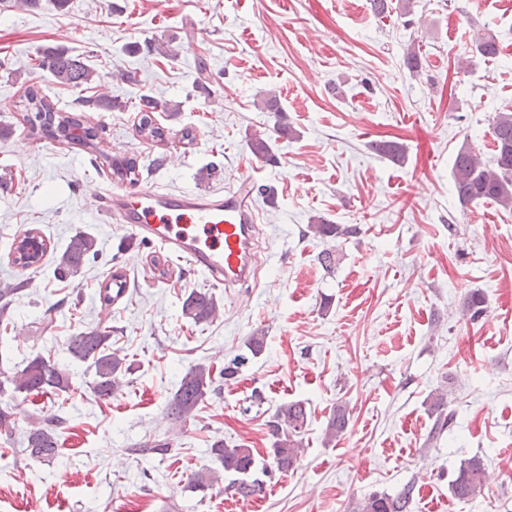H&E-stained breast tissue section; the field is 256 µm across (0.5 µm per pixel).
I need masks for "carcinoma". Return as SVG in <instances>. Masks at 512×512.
I'll return each instance as SVG.
<instances>
[{
    "label": "carcinoma",
    "instance_id": "obj_1",
    "mask_svg": "<svg viewBox=\"0 0 512 512\" xmlns=\"http://www.w3.org/2000/svg\"><path fill=\"white\" fill-rule=\"evenodd\" d=\"M476 49L485 57L498 53L496 39L489 34H477ZM39 65L46 68L61 85L80 87L100 80L99 73L85 59L71 54L65 48L46 51L39 58ZM25 109L35 113L39 127L46 130L56 120L61 125H70L88 136L94 129L87 128L80 120L71 119L56 113L54 104L38 90L30 87L26 92ZM157 105L146 100L141 109V132L160 138V127L155 125L153 112ZM260 108L272 112L277 118L274 131L279 139H292L295 130L281 120L282 106L280 98L268 93L261 100ZM494 154L493 161L482 160L481 155L469 144L458 150L452 165V178L458 197L463 203L491 200L505 208L512 209V113L501 112L493 123ZM251 152L266 162L275 163L277 158L271 140L254 136L248 140ZM372 149L380 156L393 162L405 161L406 153L402 144L396 141H377ZM312 232L326 241L356 236L359 228L355 225L332 224L324 218L315 219L309 225ZM47 245L40 235L28 232L16 246V251L26 257L40 261ZM99 254L97 238L88 232L75 233L58 259L61 273L75 277L85 263ZM23 284H8L0 288V322L6 319L15 296L19 295ZM486 297L483 292L473 290L466 296L465 310L476 318L484 312ZM219 305L209 292L193 291L183 300L182 313L194 324H208L216 319ZM66 358L87 364L94 372L91 390L100 399H108L116 393L130 374L132 362L119 347H113L112 330L95 327L68 337L62 349ZM216 377L211 367L197 363L189 366L181 377L176 391L167 403L169 415L176 420L186 421L195 416V412L207 394L216 391ZM71 390V378L68 369L51 354L32 353L22 361V367L12 372L0 371V395L11 392L14 395H55L59 396ZM429 410L435 414V430L440 432L452 420L448 412V391L436 389L431 394ZM17 406L7 402L0 407V434L12 435L17 423ZM349 423V411L346 405L336 404L331 413L326 430V440L331 442L342 435ZM60 418L54 413H46L33 419V425L26 429L23 438V452L28 456L51 463L60 456L61 443L58 435ZM308 426V413L301 401H289L281 404L267 421L268 433L272 439L271 458L274 470L284 473L291 469L298 459L302 445V435ZM127 453L136 459L163 460L172 454L170 443L156 439H145L127 449ZM210 455L218 464L215 469L194 473L189 481L193 492L207 494L213 489L217 474L235 472L247 475L255 465L252 449L236 444L230 446L222 439H215L210 445ZM486 482V469L478 456L464 460L455 479L451 481V490L459 499L476 496ZM264 482L254 479L243 480L232 485L233 490L243 499L261 491ZM413 494L409 485L401 493L392 497L388 494H371L360 505L361 512H408L407 507Z\"/></svg>",
    "mask_w": 512,
    "mask_h": 512
}]
</instances>
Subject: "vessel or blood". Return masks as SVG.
Segmentation results:
<instances>
[{"mask_svg":"<svg viewBox=\"0 0 512 512\" xmlns=\"http://www.w3.org/2000/svg\"><path fill=\"white\" fill-rule=\"evenodd\" d=\"M250 179L223 193L121 189L100 195L98 210L137 239L155 243L184 261L217 288L256 278L255 230Z\"/></svg>","mask_w":512,"mask_h":512,"instance_id":"obj_1","label":"vessel or blood"}]
</instances>
